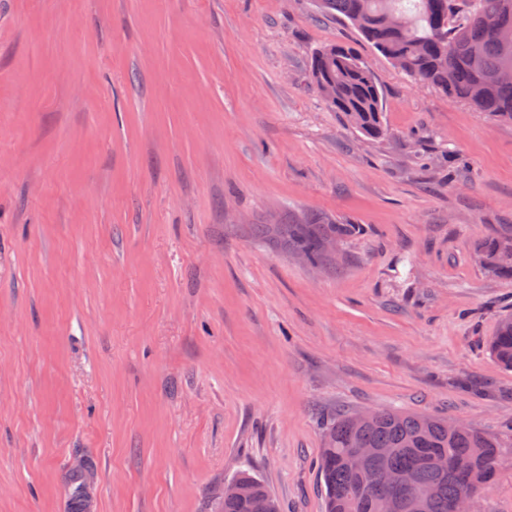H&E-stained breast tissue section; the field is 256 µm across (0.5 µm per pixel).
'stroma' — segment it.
I'll use <instances>...</instances> for the list:
<instances>
[{
  "label": "stroma",
  "instance_id": "35a3bbf8",
  "mask_svg": "<svg viewBox=\"0 0 512 512\" xmlns=\"http://www.w3.org/2000/svg\"><path fill=\"white\" fill-rule=\"evenodd\" d=\"M341 44L386 137L310 77ZM353 225L312 264L247 234ZM512 122L412 83L318 0H0V512H220L241 469L324 512V419L399 408L496 437L512 512ZM484 269L497 277L512 276V233L488 236L476 247ZM494 359L504 368L512 370V317L504 318L490 342Z\"/></svg>",
  "mask_w": 512,
  "mask_h": 512
}]
</instances>
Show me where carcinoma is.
<instances>
[{
  "label": "carcinoma",
  "instance_id": "obj_1",
  "mask_svg": "<svg viewBox=\"0 0 512 512\" xmlns=\"http://www.w3.org/2000/svg\"><path fill=\"white\" fill-rule=\"evenodd\" d=\"M321 9L357 24L363 39L384 58L395 60L416 84L469 103L478 112L512 121V82L500 74L512 69V0H319ZM311 76L329 104L362 134L381 138L383 92L362 57L339 44L316 48ZM288 246L311 263L327 259L324 243L342 239L350 225L321 214L291 221ZM484 269L497 277L512 276V233L495 234L476 247ZM494 359L512 370V317L504 318L490 342ZM395 448L388 460H371L356 470L353 448ZM501 443L474 428L453 431L448 421L428 414L380 409L360 423L343 412L326 426L318 468L325 487L326 512H379L377 495L406 496L410 489L386 488L380 471L413 473L417 489L437 487L426 512H451L475 486L493 481ZM448 458V472L430 465ZM262 497L269 512L279 504L266 485L250 473H237L224 486V512H253Z\"/></svg>",
  "mask_w": 512,
  "mask_h": 512
}]
</instances>
